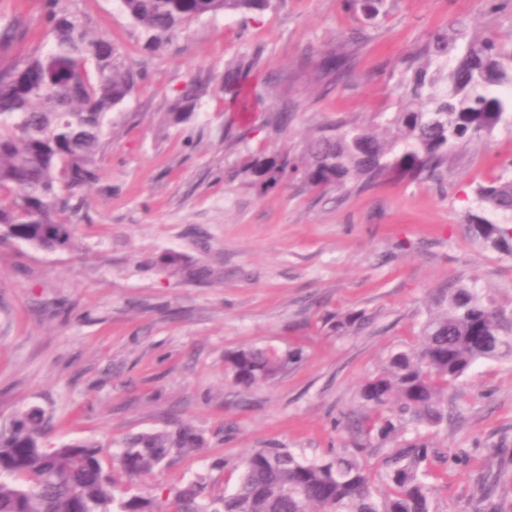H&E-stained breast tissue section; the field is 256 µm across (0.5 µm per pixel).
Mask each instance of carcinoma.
I'll use <instances>...</instances> for the list:
<instances>
[{"label": "carcinoma", "instance_id": "cac0c4a2", "mask_svg": "<svg viewBox=\"0 0 512 512\" xmlns=\"http://www.w3.org/2000/svg\"><path fill=\"white\" fill-rule=\"evenodd\" d=\"M386 2L349 0V6L362 21L374 22ZM122 4L152 43L192 19L261 11L270 0ZM26 37L18 17L0 25V240L56 251L72 247L84 204L77 195L101 180L97 158L112 110L130 96L139 74L111 42L90 36L68 0H51L47 51L10 54ZM346 70V56L331 52L319 77L331 83ZM398 70L397 111L381 116L384 136L368 125L340 122L310 139L299 157H256L246 172L258 194L293 178L319 190L358 191L377 182L435 180L457 151L512 125V44L453 21L405 56ZM224 89L235 111H252L254 100L232 70L224 72ZM198 98L196 85H185L172 120H188ZM474 195L478 211L467 216V235L512 258V170L478 185ZM487 211L499 219H488ZM161 264L187 279L208 276L177 252L165 253ZM437 305L441 310L429 314L419 347L389 354L361 386L365 411L351 431L357 452L379 457L375 473L356 455L315 462L285 448H255L239 462L232 491L205 498L195 482L164 508L133 486L173 457L202 447L190 423L128 437L110 474L97 441L45 447L49 418L32 406L0 426V512H435L426 479L448 455L421 428L448 422V391L476 362L512 356V311L493 305L480 289L446 288ZM295 357L247 349L227 363L234 383L249 388L276 378Z\"/></svg>", "mask_w": 512, "mask_h": 512}]
</instances>
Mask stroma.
Listing matches in <instances>:
<instances>
[{
    "instance_id": "stroma-1",
    "label": "stroma",
    "mask_w": 512,
    "mask_h": 512,
    "mask_svg": "<svg viewBox=\"0 0 512 512\" xmlns=\"http://www.w3.org/2000/svg\"><path fill=\"white\" fill-rule=\"evenodd\" d=\"M47 3L0 0V18L27 26L24 50L46 44ZM72 4L140 79L112 112L72 248L0 244V425L42 407L47 447L95 440L109 465L127 436L187 421L203 448L136 490L163 500L199 480L217 494L235 487L251 449L319 461L350 448L361 384L391 351L418 347L437 289L474 286L512 306V258L465 229L475 187L512 164V126L458 153L438 182L318 192L294 180L262 196L242 171L251 158L300 155L328 124L395 111V63L450 21L512 44V0H388L374 24L346 0H271L188 21L157 48L121 0ZM333 51L350 63L327 84L317 70ZM234 65L262 96L245 121L224 94ZM191 82L206 88L193 116L169 122ZM281 110L290 118L277 129L268 119ZM168 251L211 277L171 274ZM349 313L364 327L336 330ZM244 348L302 356L242 388L224 357ZM448 402L462 416L430 431L452 454L428 479L437 512H512V357L478 361Z\"/></svg>"
}]
</instances>
